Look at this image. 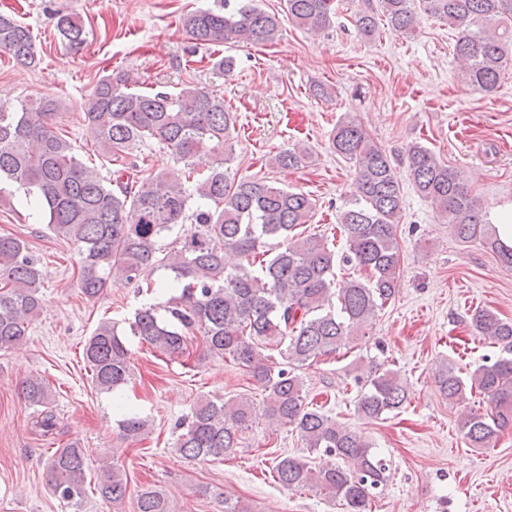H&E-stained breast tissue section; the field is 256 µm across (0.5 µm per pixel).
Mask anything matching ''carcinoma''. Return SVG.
Listing matches in <instances>:
<instances>
[{"mask_svg":"<svg viewBox=\"0 0 512 512\" xmlns=\"http://www.w3.org/2000/svg\"><path fill=\"white\" fill-rule=\"evenodd\" d=\"M286 2L288 19L296 26L311 31L331 26L335 0ZM378 6L392 31L405 37L416 32L420 11L448 22L458 30L455 54L467 84L485 93L498 88L512 51V0H378ZM183 27L196 43L215 46H266L280 32L276 15L254 0H214V6L187 14ZM355 27L361 37H374L376 14H359ZM56 28L73 51L87 42L85 25L73 13H56ZM0 51L18 64L31 65L37 57L35 37L28 26L1 14ZM138 85L130 71L116 81L110 75L100 78L84 103V122L107 158L132 156L143 143L156 141L188 170L183 182L158 173L137 184L123 180V169L105 177L79 160L71 142L57 133L55 99L0 102V199L7 184L45 207L50 229L77 248L82 295L95 299L115 284L143 281L149 289L148 278L155 271L174 274L157 285L167 295L163 312L145 304L129 319V331L105 321L90 336L84 358L94 388L114 394L127 383L129 334L170 357L185 356L194 343L200 363L228 358L262 387V412L248 397L199 400L176 425L175 451L186 459L222 460L259 418L270 427L291 426L307 450L330 461L313 467L304 457L281 454L272 467L275 480L293 491L315 489L341 502L346 512H371L386 481V460L361 435L310 405L295 370L336 354L397 293L401 176L357 119L337 123L331 148L355 162L360 193L340 214L345 250L338 255L322 238L295 235L313 216L315 204L308 194L230 175L225 144L237 115L225 107L224 98L196 86L141 92L135 90ZM306 156V149L295 146L279 151L271 162L294 168ZM406 160L411 187L454 234L487 245L512 267V248L500 242L477 199L448 164L418 142L408 147ZM201 165L205 174L190 180ZM187 222L191 228L179 245L163 248L162 234ZM227 252L244 262L227 267ZM338 263L354 266L366 277L335 289ZM43 279L25 243L0 235V350L26 342L42 307ZM471 325L476 335L499 345L501 355L478 365L467 378L444 366L436 386L451 402L465 400L469 390L483 396L485 409L470 412L461 430L470 447L493 448L502 432L512 430V320L484 309L472 315ZM270 343L280 347V359L264 353ZM23 395L37 408L35 434L53 437L59 418L46 383L26 379ZM406 398L397 373L372 368L356 409L367 419H379L399 409ZM119 426L131 439L149 431L148 420L133 411L123 414ZM90 474L74 443L55 449L47 461L53 493L75 508L84 499ZM95 487L106 503L117 506L126 497L128 478L119 468L102 466ZM136 507V512H177L157 487L140 490Z\"/></svg>","mask_w":512,"mask_h":512,"instance_id":"carcinoma-1","label":"carcinoma"}]
</instances>
